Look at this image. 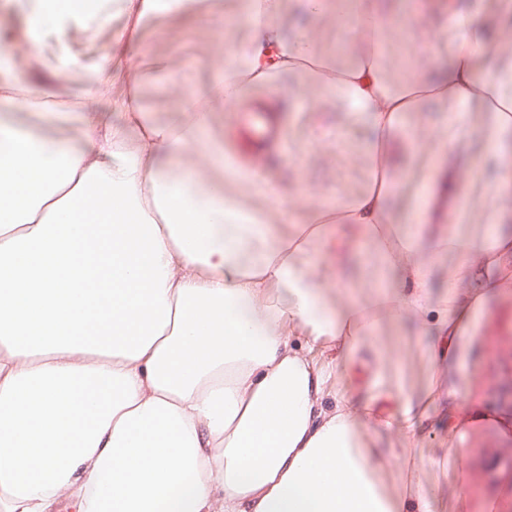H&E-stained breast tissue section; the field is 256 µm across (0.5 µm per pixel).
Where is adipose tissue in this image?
Here are the masks:
<instances>
[{
  "label": "adipose tissue",
  "mask_w": 512,
  "mask_h": 512,
  "mask_svg": "<svg viewBox=\"0 0 512 512\" xmlns=\"http://www.w3.org/2000/svg\"><path fill=\"white\" fill-rule=\"evenodd\" d=\"M293 1L352 22L356 60L313 53L315 29L289 31ZM17 3L37 57L75 33L94 39L110 15L86 0ZM119 3L129 23L116 48L186 0ZM237 11L230 61L204 92L178 90L175 124L140 107L137 58L118 76L68 59L89 88L71 100L7 77L13 59L0 54V512L65 500L79 512H442L409 463L432 408L448 417L443 462L479 427L512 435V415L471 402L459 372L483 314L512 295V89L494 65L512 0H414L426 33L412 52L434 72L401 83L384 61L403 34L377 0H241ZM295 73L361 115L369 178L342 202L289 197L287 226L265 172L227 164L213 122L239 111L246 88ZM118 77L126 88L109 97ZM429 103L440 123L419 120ZM11 107L77 137L17 126ZM477 126L498 175L466 231L474 182L444 200L433 187L441 149ZM402 130L414 164L398 178L389 149ZM443 204L447 223H432ZM405 323L428 339L421 396L378 341Z\"/></svg>",
  "instance_id": "1"
}]
</instances>
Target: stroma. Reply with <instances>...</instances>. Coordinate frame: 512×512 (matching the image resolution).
Returning <instances> with one entry per match:
<instances>
[{"label": "stroma", "mask_w": 512, "mask_h": 512, "mask_svg": "<svg viewBox=\"0 0 512 512\" xmlns=\"http://www.w3.org/2000/svg\"><path fill=\"white\" fill-rule=\"evenodd\" d=\"M234 3L209 0L206 11L192 4L177 15L144 18L135 40L117 55L110 48L111 37L125 18L115 14L95 42L76 34L64 43L62 51L78 56L88 66L115 72L125 56H144L140 104L158 120L173 122L180 117L173 86L205 89L214 67L223 62L226 17ZM28 31L27 14L13 7L11 0H0V49L23 59ZM302 88L313 98V105L297 110L289 106L280 112L292 122L287 147L268 146L258 154L243 156L242 161L265 165L268 178L285 193L308 198L351 197L366 184V129L342 97L306 87L304 76L291 75L280 83L281 91L292 95ZM380 340L390 350L404 352L406 387L421 392L425 361L415 348V325L383 328ZM463 373L476 382V393L485 406L512 413V296L491 305L482 322L477 353ZM462 454L467 468L465 512H484L491 498L497 500L498 512H512V437L501 438L492 428L473 431Z\"/></svg>", "instance_id": "obj_1"}]
</instances>
